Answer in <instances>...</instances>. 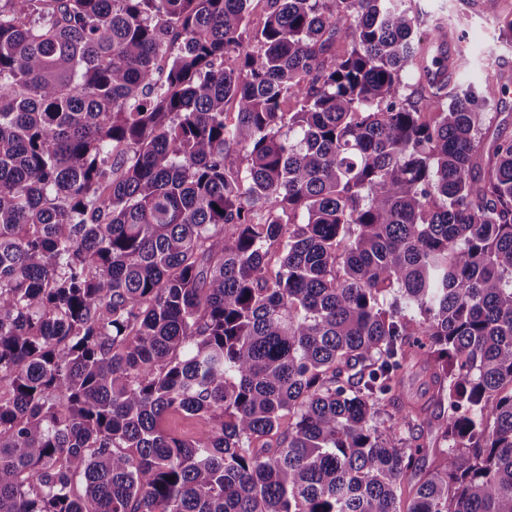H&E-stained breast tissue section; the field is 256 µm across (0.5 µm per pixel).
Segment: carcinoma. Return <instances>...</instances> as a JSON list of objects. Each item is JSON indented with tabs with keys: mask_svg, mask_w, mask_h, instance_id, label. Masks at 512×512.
<instances>
[{
	"mask_svg": "<svg viewBox=\"0 0 512 512\" xmlns=\"http://www.w3.org/2000/svg\"><path fill=\"white\" fill-rule=\"evenodd\" d=\"M251 2L0 0V512H512L497 74Z\"/></svg>",
	"mask_w": 512,
	"mask_h": 512,
	"instance_id": "cac0c4a2",
	"label": "carcinoma"
}]
</instances>
